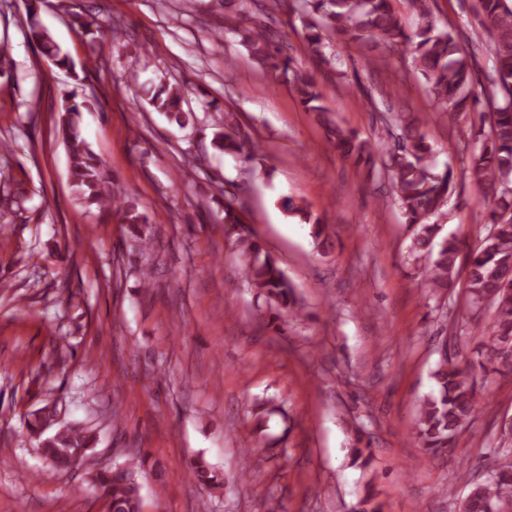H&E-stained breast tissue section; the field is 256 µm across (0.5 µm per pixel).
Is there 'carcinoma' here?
Instances as JSON below:
<instances>
[{
	"instance_id": "1",
	"label": "carcinoma",
	"mask_w": 512,
	"mask_h": 512,
	"mask_svg": "<svg viewBox=\"0 0 512 512\" xmlns=\"http://www.w3.org/2000/svg\"><path fill=\"white\" fill-rule=\"evenodd\" d=\"M257 0H225L231 12L224 16L225 29L239 35L250 56L266 63L273 71L288 78L301 105L310 112H326L317 84L311 75L292 68V60L282 56L285 33L267 23L240 29L239 19L250 13ZM394 0H273L270 9L293 16L300 22V36L308 57L316 66L331 65L326 49L340 41L375 47H400L408 53L417 71L430 85L435 112H463L468 104L484 98L490 111L481 113V121L489 123L490 134L477 139L468 158V170L476 181L481 199L489 210L488 233L479 240L468 256L466 276L467 300L471 318L477 320L485 308L493 309V319L478 356L484 373L512 367V3L508 0H478V24L487 34L485 51L492 67L485 74L481 96L471 95L473 74L482 70L480 59L467 49L465 35L438 17L432 0H408L416 9L419 22L415 30H407L402 16L393 7ZM77 0H57L56 7L69 22L86 32L97 27L101 38H119L120 23L113 20L101 24L89 21L77 10ZM27 40L56 65L78 75L76 63L54 41L41 25L37 10L29 7L26 19ZM150 104L184 127L192 112L184 109L186 93L179 83L163 82L150 98ZM217 114L213 145L224 154L247 162L259 150V144L241 131L229 118L221 115L217 101L207 103ZM88 101L67 99L62 133L69 149V177L76 200L98 209L120 207L121 192L112 184L101 162L80 138L81 112ZM421 124L397 123L388 139L373 144L341 126L331 129L329 141L343 155L374 170L381 167L390 180L409 228L413 229L410 253L415 258L432 253L439 225L430 223L438 215L454 191V174L450 168L432 172L433 149ZM224 194V223L236 235V247L244 256V277L269 302L288 309L294 317L301 315L292 285L275 259L251 236L238 230L242 224L240 204L235 193ZM28 197L17 192L0 203V224H13L26 219ZM459 241L452 236L439 244L437 257L429 267L434 287L451 286L458 270L456 262ZM472 333L468 323L457 327L450 351L439 357L432 373L437 394L420 406L417 437L423 447L433 453L451 451L459 433L473 420L476 395L481 390L476 376L460 365L464 347ZM57 414L55 407L44 406L27 414L25 425L30 443L55 468L68 471L81 465L84 452L94 443L91 431L81 425L66 424L51 435L45 434L49 420ZM89 481L103 490L109 512H142L143 497L138 482V460L110 470L91 473ZM459 512H512V466L507 464L490 470L487 479L471 482L469 493L461 499Z\"/></svg>"
}]
</instances>
